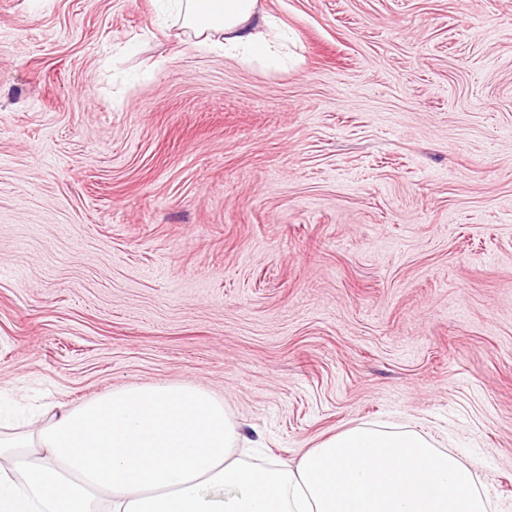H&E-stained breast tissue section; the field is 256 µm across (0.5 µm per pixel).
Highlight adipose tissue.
<instances>
[{
	"label": "adipose tissue",
	"mask_w": 512,
	"mask_h": 512,
	"mask_svg": "<svg viewBox=\"0 0 512 512\" xmlns=\"http://www.w3.org/2000/svg\"><path fill=\"white\" fill-rule=\"evenodd\" d=\"M200 47L273 57L259 0H160ZM38 450L0 441V512H488L474 464L417 431L357 425L291 463L235 457L236 423L189 383L47 409Z\"/></svg>",
	"instance_id": "ef3b65f1"
}]
</instances>
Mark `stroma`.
Returning <instances> with one entry per match:
<instances>
[{"mask_svg":"<svg viewBox=\"0 0 512 512\" xmlns=\"http://www.w3.org/2000/svg\"><path fill=\"white\" fill-rule=\"evenodd\" d=\"M260 6L298 65L0 0V437L191 383L249 461L411 428L512 512V0Z\"/></svg>","mask_w":512,"mask_h":512,"instance_id":"obj_1","label":"stroma"}]
</instances>
